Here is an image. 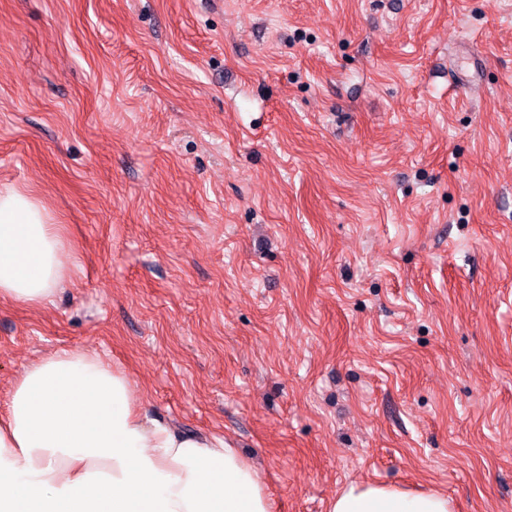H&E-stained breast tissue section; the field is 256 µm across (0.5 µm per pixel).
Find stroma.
Masks as SVG:
<instances>
[{"label":"stroma","mask_w":512,"mask_h":512,"mask_svg":"<svg viewBox=\"0 0 512 512\" xmlns=\"http://www.w3.org/2000/svg\"><path fill=\"white\" fill-rule=\"evenodd\" d=\"M0 183L69 267L0 303V415L99 353L274 512H512V0H0ZM330 512H451L447 495L412 493L380 484H353L332 502Z\"/></svg>","instance_id":"1"}]
</instances>
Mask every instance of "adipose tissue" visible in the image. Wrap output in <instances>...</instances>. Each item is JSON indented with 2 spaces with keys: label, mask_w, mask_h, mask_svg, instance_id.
I'll list each match as a JSON object with an SVG mask.
<instances>
[{
  "label": "adipose tissue",
  "mask_w": 512,
  "mask_h": 512,
  "mask_svg": "<svg viewBox=\"0 0 512 512\" xmlns=\"http://www.w3.org/2000/svg\"><path fill=\"white\" fill-rule=\"evenodd\" d=\"M66 241L30 194L0 186V300L40 306ZM0 512H273L258 466L222 437L148 417L130 377L68 349L19 372L0 416ZM331 512H451L446 495L343 489Z\"/></svg>",
  "instance_id": "1"
}]
</instances>
